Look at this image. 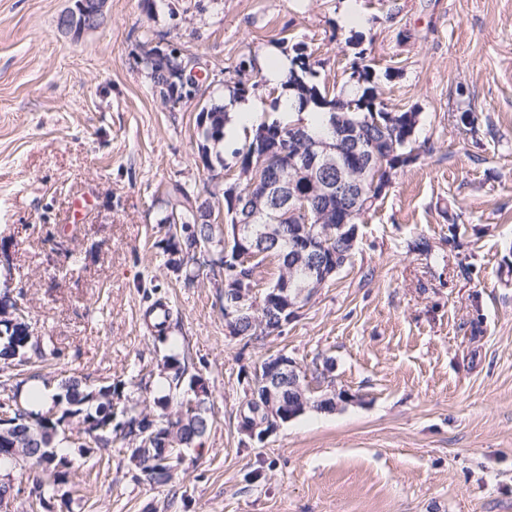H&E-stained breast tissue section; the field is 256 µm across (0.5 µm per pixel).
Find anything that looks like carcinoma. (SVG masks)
Masks as SVG:
<instances>
[{"instance_id":"obj_1","label":"carcinoma","mask_w":512,"mask_h":512,"mask_svg":"<svg viewBox=\"0 0 512 512\" xmlns=\"http://www.w3.org/2000/svg\"><path fill=\"white\" fill-rule=\"evenodd\" d=\"M305 48L307 45L300 42L292 45L294 56L288 71V87L298 100V111L301 112L309 106L311 111L321 116L324 132L317 133L308 125L304 126V130L317 140L328 138L333 135V121L344 118L349 127L358 128L364 150L378 152L385 158V163L390 168L396 170L416 161L418 154L415 153L416 140L413 136L419 113L395 112L389 108L381 97L379 87L372 84L373 70L369 65L359 66L354 63L351 66V77L364 85L359 95L343 96L325 85H319L314 81V70L305 69L300 64ZM151 77L154 87L165 97L175 92L184 96L189 95V91L184 87L182 60L177 57L167 59L164 65L151 61ZM319 97L330 98V102L336 106V111L319 105L316 102ZM203 111L214 114V119L206 123L205 128L197 129V136L204 146L217 150L224 145V126L228 121V113L217 103L205 106ZM302 122L304 118L299 117L295 120H275L259 124L248 142L231 151L236 159L235 165L241 172H246L254 145H263L275 155L284 149L292 153L299 152L303 145L288 141V131L290 127ZM172 191L171 211L162 222L166 236V251L173 255L169 263L176 270L184 271L185 280L193 281L205 274V270L194 264L184 263L182 254L194 256L195 246L207 243L211 244L214 251H220L219 245L224 240V227L211 222L213 208L210 202L198 203L194 192L181 184L173 185ZM239 201L238 218L249 217L253 224L272 226L273 235L256 241V252L260 257L255 261L254 268H259L267 260L275 261L279 268L278 278L288 277L294 284L308 279L310 273L305 269V264H296V259L291 257L289 243L286 242L287 238L302 229V225L290 216L286 217L273 211L267 197H251L246 193ZM378 203V199L367 193L358 201L322 199L317 208L316 219L313 220V223L317 224L315 231L343 223L352 210L356 211V218L353 220L356 224L359 218L376 210ZM320 243L323 244L324 251L336 257L337 263L346 264L350 261L353 247L349 242L331 236L320 240ZM168 329L169 325L165 322L155 326L156 340L165 346L169 354L166 355V370L162 373L164 393L153 400L156 412L154 419L151 420V434L154 435V442L157 445L167 440L171 441L172 449L164 460L136 465L143 480L153 485L169 483L174 470L182 464L183 453L201 443L213 425L210 399L203 398L196 411L183 408L187 381L200 376V373L192 371L188 350L177 337L168 335ZM31 353L43 358L48 354H54V351L47 350L38 340L26 344L19 336L0 335V360L15 363V367L18 368L17 375L26 376V384L41 379L40 373L32 371L29 357ZM60 388L61 392L55 395L53 405V408L57 409L55 424L46 425L37 419L41 412L25 406L22 407L18 423V426L37 435L39 447L49 451L60 445L63 430L59 429L57 424L69 423L75 419L78 424L85 426L87 442L95 448L98 460L107 464L110 462L112 446L132 438L129 427L148 420V414L138 412L134 407L126 409L130 416L122 424H114L112 419L106 418V410L112 408L113 398L119 394L117 387L109 385L92 389L81 379L71 377L62 381ZM29 465L38 471L36 479L32 482V489L40 494L37 501L28 503L29 512H39L51 493L61 494L63 500L71 497L74 486L69 484V473L58 471L57 464L45 457V453L42 452L30 459Z\"/></svg>"}]
</instances>
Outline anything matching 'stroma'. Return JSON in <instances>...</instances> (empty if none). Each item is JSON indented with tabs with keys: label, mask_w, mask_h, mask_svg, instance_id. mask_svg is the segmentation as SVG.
Segmentation results:
<instances>
[{
	"label": "stroma",
	"mask_w": 512,
	"mask_h": 512,
	"mask_svg": "<svg viewBox=\"0 0 512 512\" xmlns=\"http://www.w3.org/2000/svg\"><path fill=\"white\" fill-rule=\"evenodd\" d=\"M70 5L0 0V276L55 351L49 387L117 385L147 413L164 347L145 312L167 302L214 423L163 486L127 449L83 455L69 426L77 491L53 512H512V0H106L77 36L58 25ZM295 42L346 95L349 62L371 66L391 109L418 112L421 151L361 218L350 263L249 341L208 279L169 264L160 223L171 184L209 196L202 106L240 59L260 72ZM154 47L197 63L204 95L163 103ZM281 353L324 372L338 406L249 438L250 381Z\"/></svg>",
	"instance_id": "1"
}]
</instances>
